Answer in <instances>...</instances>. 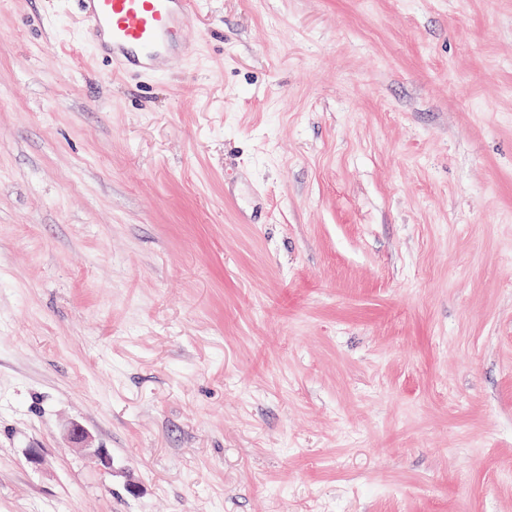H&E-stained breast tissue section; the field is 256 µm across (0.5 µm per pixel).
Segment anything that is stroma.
Returning a JSON list of instances; mask_svg holds the SVG:
<instances>
[{"label":"stroma","instance_id":"35a3bbf8","mask_svg":"<svg viewBox=\"0 0 512 512\" xmlns=\"http://www.w3.org/2000/svg\"><path fill=\"white\" fill-rule=\"evenodd\" d=\"M80 27L0 0V512H512V0ZM84 34L117 76L166 71L192 46L185 20L195 0H77Z\"/></svg>","mask_w":512,"mask_h":512}]
</instances>
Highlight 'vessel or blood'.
<instances>
[{
	"label": "vessel or blood",
	"instance_id": "obj_1",
	"mask_svg": "<svg viewBox=\"0 0 512 512\" xmlns=\"http://www.w3.org/2000/svg\"><path fill=\"white\" fill-rule=\"evenodd\" d=\"M196 0H78L84 34L117 76L166 71L191 50L185 20Z\"/></svg>",
	"mask_w": 512,
	"mask_h": 512
}]
</instances>
